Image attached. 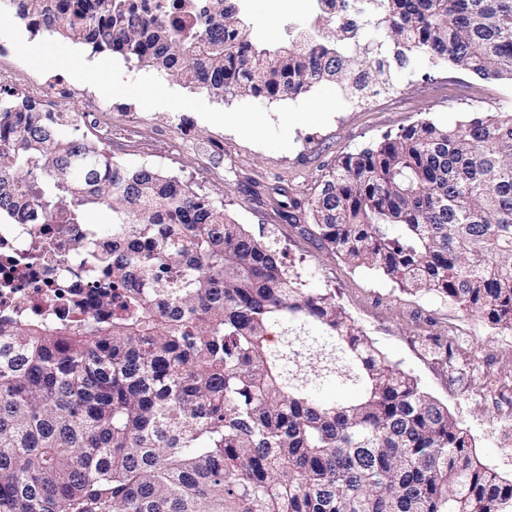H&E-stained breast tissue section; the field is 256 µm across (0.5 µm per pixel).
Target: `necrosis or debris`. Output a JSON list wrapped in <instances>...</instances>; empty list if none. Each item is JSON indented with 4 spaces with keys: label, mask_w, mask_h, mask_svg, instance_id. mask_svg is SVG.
Masks as SVG:
<instances>
[{
    "label": "necrosis or debris",
    "mask_w": 512,
    "mask_h": 512,
    "mask_svg": "<svg viewBox=\"0 0 512 512\" xmlns=\"http://www.w3.org/2000/svg\"><path fill=\"white\" fill-rule=\"evenodd\" d=\"M93 230L90 224L72 232L44 224L35 212L26 223L0 224V308L31 316L92 308L98 277L80 253L84 233Z\"/></svg>",
    "instance_id": "necrosis-or-debris-1"
}]
</instances>
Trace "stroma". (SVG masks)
Masks as SVG:
<instances>
[{"label":"stroma","mask_w":512,"mask_h":512,"mask_svg":"<svg viewBox=\"0 0 512 512\" xmlns=\"http://www.w3.org/2000/svg\"><path fill=\"white\" fill-rule=\"evenodd\" d=\"M308 3L248 0L253 39L282 36L289 24L326 36ZM1 43L41 46L64 59L57 70L35 68L16 53L0 67L27 89L63 74L76 89L68 111L86 119L81 134L94 140L111 130L114 156L179 178L255 237L302 260L310 286L335 292L374 345L467 426L483 460L512 475V332L351 267L318 238L308 210L323 175L344 154L424 119L452 125L474 112L511 110V81L419 58L391 65L389 87L361 100L334 83L295 99L221 100L111 52L31 34L17 19L0 22ZM220 112L257 115L263 123L250 133L217 120Z\"/></svg>","instance_id":"stroma-1"}]
</instances>
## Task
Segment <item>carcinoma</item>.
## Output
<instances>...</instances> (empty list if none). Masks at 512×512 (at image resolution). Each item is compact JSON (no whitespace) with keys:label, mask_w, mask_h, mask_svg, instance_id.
Listing matches in <instances>:
<instances>
[{"label":"carcinoma","mask_w":512,"mask_h":512,"mask_svg":"<svg viewBox=\"0 0 512 512\" xmlns=\"http://www.w3.org/2000/svg\"><path fill=\"white\" fill-rule=\"evenodd\" d=\"M302 51L256 43L235 0L204 26L137 0H0L24 20L217 97L382 83L386 53L512 80V0H363ZM67 112L0 90V213L112 211L98 312L0 311V512H512V478L377 349L336 295L173 176L129 166ZM354 267L512 332V112L429 119L343 156L309 202ZM344 392L338 399L329 392Z\"/></svg>","instance_id":"carcinoma-1"}]
</instances>
